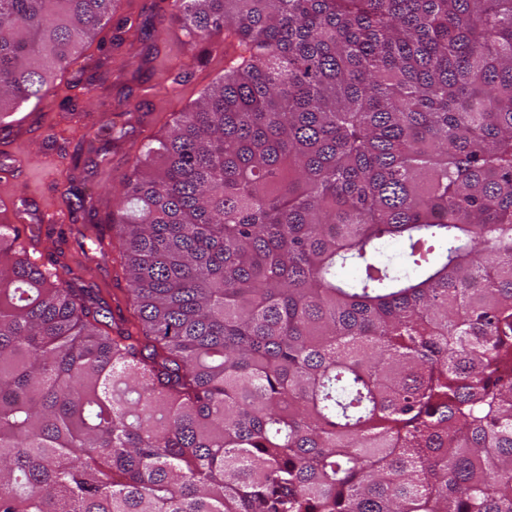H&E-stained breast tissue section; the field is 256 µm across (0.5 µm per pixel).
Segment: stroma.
I'll list each match as a JSON object with an SVG mask.
<instances>
[{
    "label": "stroma",
    "mask_w": 512,
    "mask_h": 512,
    "mask_svg": "<svg viewBox=\"0 0 512 512\" xmlns=\"http://www.w3.org/2000/svg\"><path fill=\"white\" fill-rule=\"evenodd\" d=\"M244 52L220 30L192 41L173 0H122L98 42L83 45L42 99L0 119V156L11 159L0 197L24 192L60 213L26 235L30 260L56 265L66 281L99 289L113 313L131 316L124 248L111 228L114 197L147 147L223 77L225 54ZM114 124L126 127L123 139H114ZM99 150L110 166L94 165ZM79 193L92 210L77 207Z\"/></svg>",
    "instance_id": "1"
}]
</instances>
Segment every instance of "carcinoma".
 Returning <instances> with one entry per match:
<instances>
[{
  "label": "carcinoma",
  "instance_id": "cac0c4a2",
  "mask_svg": "<svg viewBox=\"0 0 512 512\" xmlns=\"http://www.w3.org/2000/svg\"><path fill=\"white\" fill-rule=\"evenodd\" d=\"M115 5L0 0V118ZM174 5L250 55L122 183L138 324L0 224V512H512V0Z\"/></svg>",
  "mask_w": 512,
  "mask_h": 512
}]
</instances>
